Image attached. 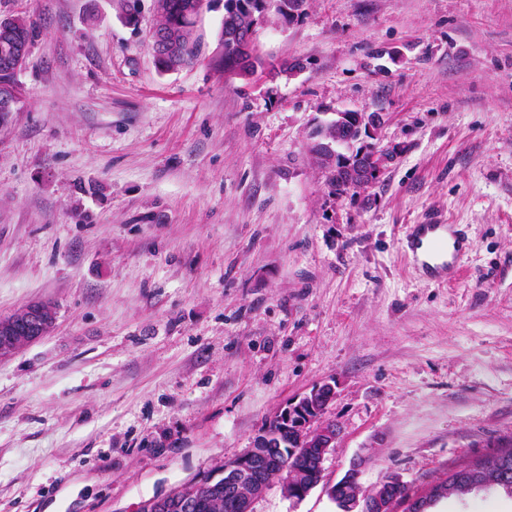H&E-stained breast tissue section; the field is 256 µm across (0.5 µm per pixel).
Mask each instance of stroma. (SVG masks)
Here are the masks:
<instances>
[{
	"mask_svg": "<svg viewBox=\"0 0 512 512\" xmlns=\"http://www.w3.org/2000/svg\"><path fill=\"white\" fill-rule=\"evenodd\" d=\"M0 0L37 28L0 127V317L48 336L0 360V512H137L249 448L328 380L371 492L411 493L512 435V0H309L256 48L305 72L226 77L224 0L200 55L153 63L154 0ZM381 112L397 159L368 198L330 195L309 133ZM464 225L459 279L419 277L408 225ZM437 512H512L497 489ZM254 512H339L323 487ZM56 322V308L49 301H34L8 318H0V359L47 336ZM18 326L25 327V334Z\"/></svg>",
	"mask_w": 512,
	"mask_h": 512,
	"instance_id": "obj_1",
	"label": "stroma"
}]
</instances>
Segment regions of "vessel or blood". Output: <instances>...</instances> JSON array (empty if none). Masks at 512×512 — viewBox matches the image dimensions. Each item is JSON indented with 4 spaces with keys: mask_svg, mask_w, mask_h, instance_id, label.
Wrapping results in <instances>:
<instances>
[{
    "mask_svg": "<svg viewBox=\"0 0 512 512\" xmlns=\"http://www.w3.org/2000/svg\"><path fill=\"white\" fill-rule=\"evenodd\" d=\"M409 253L430 279H452L466 253L465 236L456 224H416L406 239Z\"/></svg>",
    "mask_w": 512,
    "mask_h": 512,
    "instance_id": "b4317fda",
    "label": "vessel or blood"
}]
</instances>
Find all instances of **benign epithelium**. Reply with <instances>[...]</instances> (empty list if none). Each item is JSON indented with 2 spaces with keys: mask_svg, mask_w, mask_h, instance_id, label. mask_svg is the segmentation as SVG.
Segmentation results:
<instances>
[{
  "mask_svg": "<svg viewBox=\"0 0 512 512\" xmlns=\"http://www.w3.org/2000/svg\"><path fill=\"white\" fill-rule=\"evenodd\" d=\"M259 19L249 26L236 29L243 50L250 51ZM0 42L13 46L14 54L4 58L3 74L17 75L23 64L27 45L22 43L12 28L0 25ZM153 54L165 55L171 51L167 32L153 30ZM336 137L322 135L312 142L316 151L335 152L352 143L367 145L368 156L357 158L347 168L348 193L364 194L386 166L397 158L393 148L378 149L368 143L384 123L381 112L358 113L351 110L335 113ZM56 322V308L49 301H34L9 317L0 318V359L11 357L21 348L48 335ZM336 398V385L323 381L290 400L272 418L275 429L264 428L253 440L252 446L233 460L224 463L220 476L224 477V497L233 500L235 512H252L253 504L266 493L268 474L275 470L281 479L286 497L300 501L324 481L323 462L329 449L336 447L340 427L325 417L329 405ZM293 445L302 451L305 462L296 465L282 448ZM367 458L353 460L336 483L326 486L329 498L341 512H426L430 502L445 494L441 487H433L417 498H400L406 484L391 476L368 494H360V477ZM179 490L151 498L141 504L142 512H167L166 503L178 497Z\"/></svg>",
  "mask_w": 512,
  "mask_h": 512,
  "instance_id": "7a95c632",
  "label": "benign epithelium"
}]
</instances>
